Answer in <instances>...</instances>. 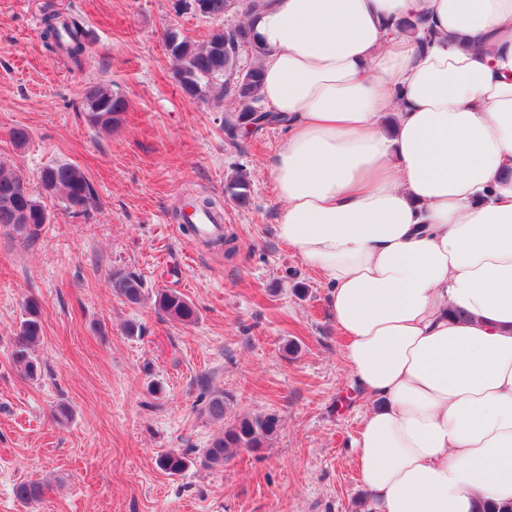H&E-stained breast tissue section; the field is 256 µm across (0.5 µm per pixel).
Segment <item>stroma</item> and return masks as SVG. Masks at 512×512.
Here are the masks:
<instances>
[{"instance_id": "obj_1", "label": "stroma", "mask_w": 512, "mask_h": 512, "mask_svg": "<svg viewBox=\"0 0 512 512\" xmlns=\"http://www.w3.org/2000/svg\"><path fill=\"white\" fill-rule=\"evenodd\" d=\"M175 0H0V163L14 169L49 214L37 235L0 228V512H363L353 441L364 404L344 363L345 338L318 274L276 235L282 204L269 175L286 131L278 125L230 144V100L190 99L165 47L175 28L196 42L239 23L246 0L218 19L176 13ZM90 34L80 64L48 52L45 15ZM111 84L127 102L106 131L84 117V94ZM27 128L16 147L9 131ZM79 166L95 197L71 214L40 173ZM249 176V203H224L232 254L189 245L172 218L190 194L223 198ZM121 269L146 288L172 289L198 318L177 324L151 301L113 296ZM41 308V373L22 376L12 338L26 301ZM133 321L138 338L124 336ZM229 398L228 418L273 414L269 448L201 465L220 433L204 407ZM69 405L59 423L51 409ZM191 450L183 475L156 460ZM42 484L21 503L17 484Z\"/></svg>"}]
</instances>
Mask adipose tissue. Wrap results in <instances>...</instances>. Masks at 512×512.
Here are the masks:
<instances>
[{
	"mask_svg": "<svg viewBox=\"0 0 512 512\" xmlns=\"http://www.w3.org/2000/svg\"><path fill=\"white\" fill-rule=\"evenodd\" d=\"M252 25L287 119L277 236L367 402L364 512L512 504V0H266Z\"/></svg>",
	"mask_w": 512,
	"mask_h": 512,
	"instance_id": "1",
	"label": "adipose tissue"
}]
</instances>
